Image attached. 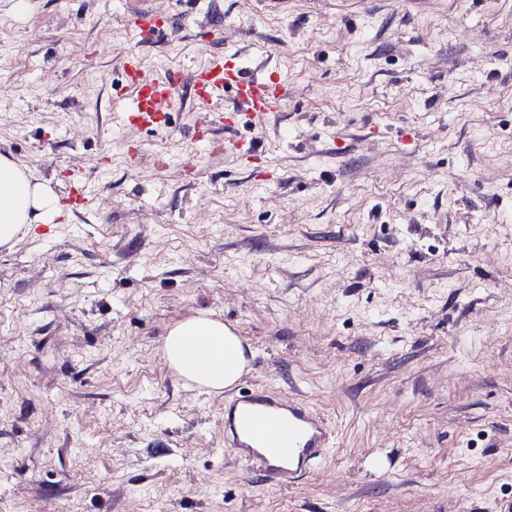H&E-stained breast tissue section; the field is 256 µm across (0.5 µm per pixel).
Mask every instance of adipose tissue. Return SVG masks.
<instances>
[{
	"label": "adipose tissue",
	"instance_id": "adipose-tissue-1",
	"mask_svg": "<svg viewBox=\"0 0 512 512\" xmlns=\"http://www.w3.org/2000/svg\"><path fill=\"white\" fill-rule=\"evenodd\" d=\"M59 213L49 182L0 155V249H13L37 225L50 224ZM162 352L177 377L208 391L231 388L249 366L240 336L205 312L172 325Z\"/></svg>",
	"mask_w": 512,
	"mask_h": 512
}]
</instances>
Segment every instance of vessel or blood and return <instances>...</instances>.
<instances>
[{
  "instance_id": "b4317fda",
  "label": "vessel or blood",
  "mask_w": 512,
  "mask_h": 512,
  "mask_svg": "<svg viewBox=\"0 0 512 512\" xmlns=\"http://www.w3.org/2000/svg\"><path fill=\"white\" fill-rule=\"evenodd\" d=\"M123 67L129 90L120 106L125 124L165 125L185 84L203 103L223 100L226 88H234L238 111L255 117L283 111L288 104L285 83L268 73L248 76L241 69H227L220 56L186 72L148 76L139 57L129 53ZM224 445L251 474L288 489L331 448L332 436L325 420L302 401L268 388L237 389L224 407Z\"/></svg>"
}]
</instances>
